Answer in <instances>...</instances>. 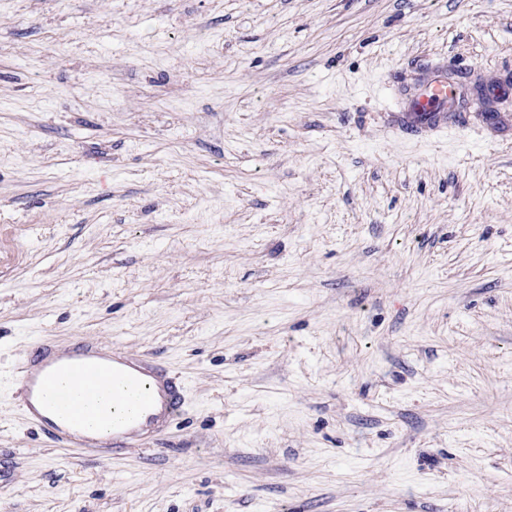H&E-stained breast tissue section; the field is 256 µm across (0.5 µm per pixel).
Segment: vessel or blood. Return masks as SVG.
<instances>
[{"label":"vessel or blood","instance_id":"vessel-or-blood-1","mask_svg":"<svg viewBox=\"0 0 512 512\" xmlns=\"http://www.w3.org/2000/svg\"><path fill=\"white\" fill-rule=\"evenodd\" d=\"M455 94L435 80L409 102L419 125L438 124ZM25 420L55 447L86 458H116L147 446L184 414L187 386L141 354L95 340L36 343L16 374Z\"/></svg>","mask_w":512,"mask_h":512}]
</instances>
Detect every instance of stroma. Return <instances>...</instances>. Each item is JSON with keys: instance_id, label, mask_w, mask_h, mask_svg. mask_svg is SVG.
Masks as SVG:
<instances>
[{"instance_id": "1", "label": "stroma", "mask_w": 512, "mask_h": 512, "mask_svg": "<svg viewBox=\"0 0 512 512\" xmlns=\"http://www.w3.org/2000/svg\"><path fill=\"white\" fill-rule=\"evenodd\" d=\"M457 87L400 125L399 89ZM512 0H0L10 512H512ZM189 406L92 462L22 417L42 337ZM455 94L448 83L434 80L409 102V111L418 125H436L452 107Z\"/></svg>"}]
</instances>
